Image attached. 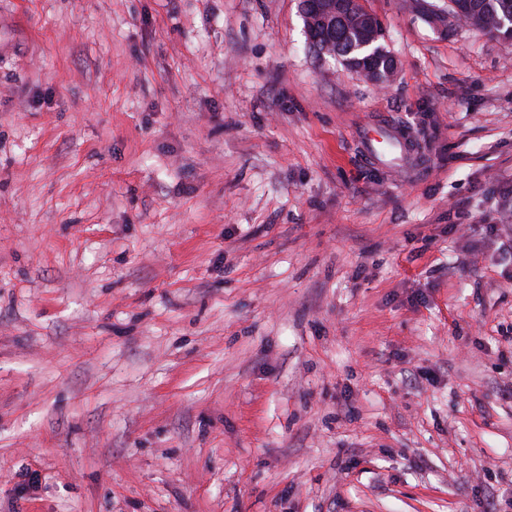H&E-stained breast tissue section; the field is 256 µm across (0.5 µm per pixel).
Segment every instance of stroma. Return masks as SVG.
<instances>
[{
    "instance_id": "1",
    "label": "stroma",
    "mask_w": 512,
    "mask_h": 512,
    "mask_svg": "<svg viewBox=\"0 0 512 512\" xmlns=\"http://www.w3.org/2000/svg\"><path fill=\"white\" fill-rule=\"evenodd\" d=\"M364 5L0 0V512H512V41ZM299 9L303 19L308 21L305 25L308 43L319 40L316 34L320 29L338 31L341 25L348 33L349 26L357 29L375 26V15L360 0H300Z\"/></svg>"
}]
</instances>
